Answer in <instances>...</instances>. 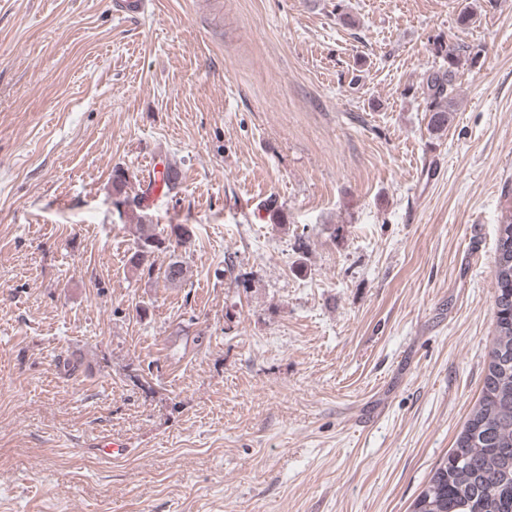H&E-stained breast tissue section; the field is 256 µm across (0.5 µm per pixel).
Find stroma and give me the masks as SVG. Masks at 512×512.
I'll list each match as a JSON object with an SVG mask.
<instances>
[{
	"label": "stroma",
	"mask_w": 512,
	"mask_h": 512,
	"mask_svg": "<svg viewBox=\"0 0 512 512\" xmlns=\"http://www.w3.org/2000/svg\"><path fill=\"white\" fill-rule=\"evenodd\" d=\"M439 34L482 53L433 135ZM510 209L512 0H0V512H409ZM141 222L192 237L136 270Z\"/></svg>",
	"instance_id": "1"
}]
</instances>
